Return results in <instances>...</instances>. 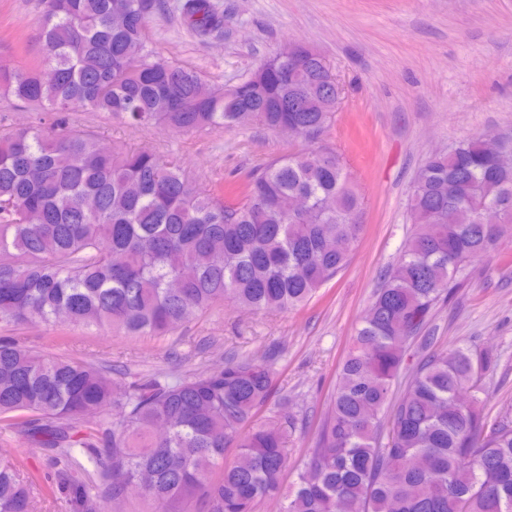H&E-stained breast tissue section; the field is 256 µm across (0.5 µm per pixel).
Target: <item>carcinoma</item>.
I'll use <instances>...</instances> for the list:
<instances>
[{"instance_id": "cac0c4a2", "label": "carcinoma", "mask_w": 512, "mask_h": 512, "mask_svg": "<svg viewBox=\"0 0 512 512\" xmlns=\"http://www.w3.org/2000/svg\"><path fill=\"white\" fill-rule=\"evenodd\" d=\"M43 61L55 76L0 65V92L52 116V131L0 135V324L95 327L164 336L217 303L255 312L308 302L349 260L364 196L336 151L311 149L253 169L226 203L146 150L105 147L69 127L81 108L131 125L182 133L204 127L290 123L316 140L342 96L330 64L294 43L229 91L148 49L145 27L161 0H43ZM201 37L224 28L211 0H182ZM485 134L428 157L409 198L412 233L389 269L343 361L315 444L282 492L293 418L255 421L270 399L272 362L231 357L219 370L170 378L108 375L74 357L0 339V420L20 419L47 451L70 512H105L125 487L185 512H256L279 497L283 512H512V418L490 421L460 391L481 390L487 351L435 348L392 398L408 340L449 298L476 257L512 245V168ZM300 195L303 214L283 202ZM100 414L96 429L83 417ZM162 424L166 435L155 437ZM237 449L234 459L225 450ZM0 512H33V484L0 461Z\"/></svg>"}]
</instances>
